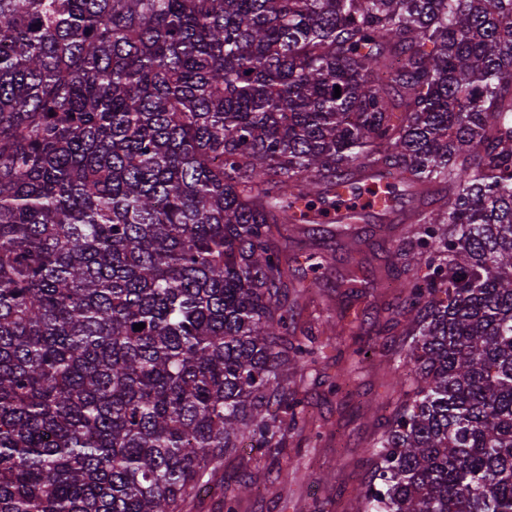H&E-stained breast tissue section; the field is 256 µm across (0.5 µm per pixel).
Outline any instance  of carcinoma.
Returning <instances> with one entry per match:
<instances>
[{
	"label": "carcinoma",
	"mask_w": 512,
	"mask_h": 512,
	"mask_svg": "<svg viewBox=\"0 0 512 512\" xmlns=\"http://www.w3.org/2000/svg\"><path fill=\"white\" fill-rule=\"evenodd\" d=\"M406 191L386 277H341L402 295L357 497L512 512V0H0V512H182L302 436L328 257L288 240L358 254Z\"/></svg>",
	"instance_id": "1"
}]
</instances>
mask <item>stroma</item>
<instances>
[{
  "mask_svg": "<svg viewBox=\"0 0 512 512\" xmlns=\"http://www.w3.org/2000/svg\"><path fill=\"white\" fill-rule=\"evenodd\" d=\"M379 215L356 225L365 242L366 277L383 272L389 242L379 232ZM303 251L326 247L329 264L319 284L303 295H289L288 305L300 325L311 328L316 343H324L326 320L351 323V331L337 337L344 349L360 344L368 348L367 358L349 381L346 393L330 395L327 386L346 371L345 362L329 361L310 371L305 384L310 428L321 438L311 445L288 439L282 450L244 449L226 460L212 475L207 488L194 492L183 512H224V486L240 477H249L250 493L240 512H359L355 489L371 474L369 452L378 432L375 404L392 400L394 360L403 346L399 336L381 331L382 309L399 300L394 288H379L354 298L340 285L352 265V257L341 240L323 233L318 225H302L298 235Z\"/></svg>",
  "mask_w": 512,
  "mask_h": 512,
  "instance_id": "1",
  "label": "stroma"
}]
</instances>
